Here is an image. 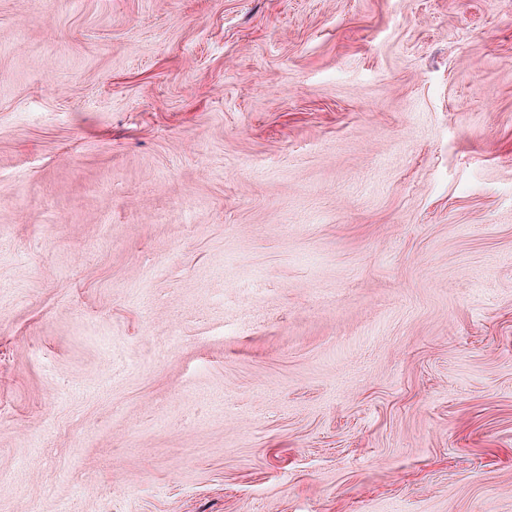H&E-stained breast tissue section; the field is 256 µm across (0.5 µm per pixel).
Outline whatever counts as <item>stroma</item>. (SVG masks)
Instances as JSON below:
<instances>
[{
    "mask_svg": "<svg viewBox=\"0 0 512 512\" xmlns=\"http://www.w3.org/2000/svg\"><path fill=\"white\" fill-rule=\"evenodd\" d=\"M512 512V0H0V512Z\"/></svg>",
    "mask_w": 512,
    "mask_h": 512,
    "instance_id": "1",
    "label": "stroma"
}]
</instances>
